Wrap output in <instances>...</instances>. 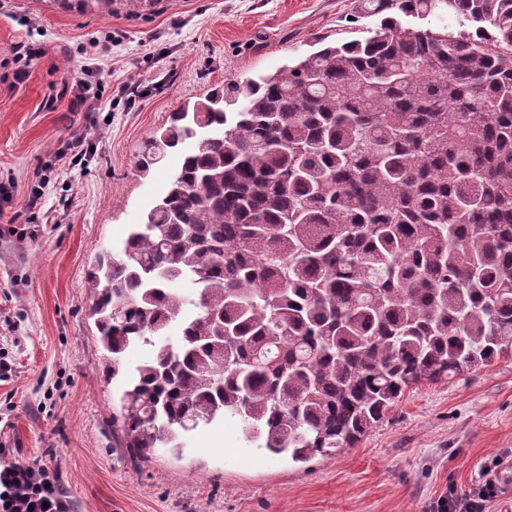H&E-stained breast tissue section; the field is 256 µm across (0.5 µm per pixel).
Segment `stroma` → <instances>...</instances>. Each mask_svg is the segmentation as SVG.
Wrapping results in <instances>:
<instances>
[{
    "mask_svg": "<svg viewBox=\"0 0 512 512\" xmlns=\"http://www.w3.org/2000/svg\"><path fill=\"white\" fill-rule=\"evenodd\" d=\"M364 0H151L65 9L58 0H0V467L57 476L75 512H436L491 462L501 487L490 512H512V358L406 390L354 447L296 463L247 443L238 421L203 428L182 453L132 461L112 425L119 382L104 376L87 273L165 192L180 164L168 152L136 168L171 112L224 80L275 72L321 42L361 39L378 16ZM112 43L95 63L90 44ZM41 55L16 83L13 46ZM100 67L94 110L73 109L72 84ZM86 163L55 168L71 138ZM48 177L42 209L27 190ZM34 227L20 241L6 225Z\"/></svg>",
    "mask_w": 512,
    "mask_h": 512,
    "instance_id": "stroma-1",
    "label": "stroma"
}]
</instances>
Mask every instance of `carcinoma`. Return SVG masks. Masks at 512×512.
<instances>
[{
  "label": "carcinoma",
  "mask_w": 512,
  "mask_h": 512,
  "mask_svg": "<svg viewBox=\"0 0 512 512\" xmlns=\"http://www.w3.org/2000/svg\"><path fill=\"white\" fill-rule=\"evenodd\" d=\"M368 4L385 14L370 36L231 80L147 142L144 175L187 150L88 277L131 460L230 417L304 463L353 447L405 389L512 357V0ZM439 9L460 29L396 18ZM65 496L0 471V512Z\"/></svg>",
  "instance_id": "carcinoma-1"
}]
</instances>
